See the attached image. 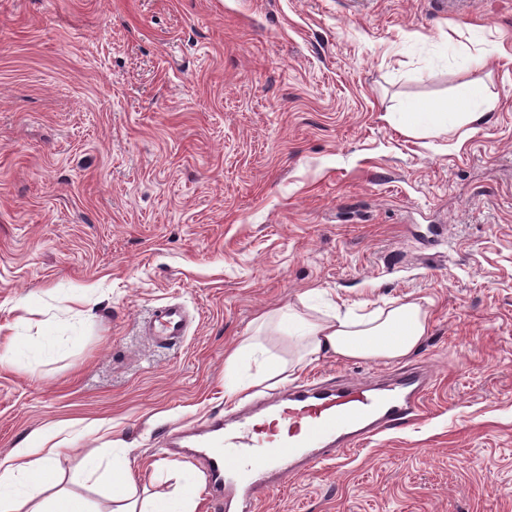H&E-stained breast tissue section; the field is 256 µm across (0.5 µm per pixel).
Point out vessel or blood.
<instances>
[{"label":"vessel or blood","instance_id":"obj_1","mask_svg":"<svg viewBox=\"0 0 512 512\" xmlns=\"http://www.w3.org/2000/svg\"><path fill=\"white\" fill-rule=\"evenodd\" d=\"M192 322L183 304L168 303L153 310L147 329L157 342L174 344ZM430 388L429 376L417 368L378 385L305 381L261 406L185 425L168 445L202 461L224 512H257L261 495L288 477L417 424Z\"/></svg>","mask_w":512,"mask_h":512}]
</instances>
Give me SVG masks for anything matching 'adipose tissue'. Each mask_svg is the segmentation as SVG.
Wrapping results in <instances>:
<instances>
[{
	"instance_id": "obj_1",
	"label": "adipose tissue",
	"mask_w": 512,
	"mask_h": 512,
	"mask_svg": "<svg viewBox=\"0 0 512 512\" xmlns=\"http://www.w3.org/2000/svg\"><path fill=\"white\" fill-rule=\"evenodd\" d=\"M480 86H472L466 96L450 107H428L414 103L402 111L386 113V120L406 135L435 137L462 128L475 129L497 106ZM277 332L303 341L300 367H308L326 357L339 361L356 359L390 363L410 355L430 330V314L416 301H398L388 308L355 316L334 310L327 318L313 319L291 308L279 315ZM256 337L244 339L224 360V399L234 402L262 381L284 373L286 364L267 361L262 372L249 375L240 362L253 354ZM62 448L51 435L39 433L0 457V512H94L89 501L60 489ZM112 512H197L198 496L190 487H181L174 498L152 510L139 507L136 484L131 475L112 483Z\"/></svg>"
}]
</instances>
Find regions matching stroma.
<instances>
[{
    "label": "stroma",
    "instance_id": "1",
    "mask_svg": "<svg viewBox=\"0 0 512 512\" xmlns=\"http://www.w3.org/2000/svg\"><path fill=\"white\" fill-rule=\"evenodd\" d=\"M512 0H0V323L53 336L0 367V457L58 427L63 488L86 449L128 447L143 497L165 431L224 410V353L320 376L418 364L423 419L263 495L260 512H512ZM475 57L483 66L472 65ZM498 100L479 129L414 138L406 103ZM316 296H308V289ZM427 302L388 364L303 369L267 311ZM185 304L180 345L144 333Z\"/></svg>",
    "mask_w": 512,
    "mask_h": 512
}]
</instances>
